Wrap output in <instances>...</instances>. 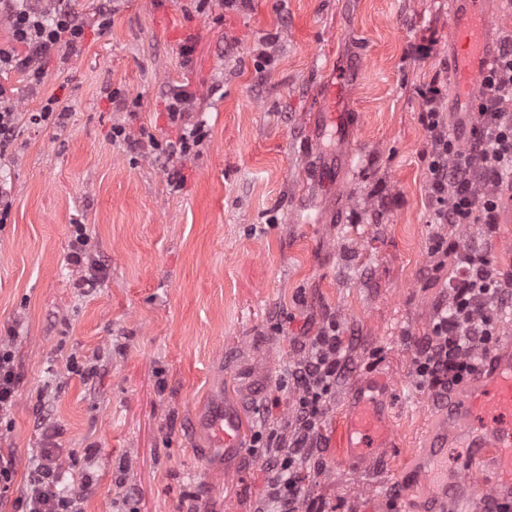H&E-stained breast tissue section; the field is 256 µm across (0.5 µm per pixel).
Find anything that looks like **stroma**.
Returning <instances> with one entry per match:
<instances>
[{
  "label": "stroma",
  "instance_id": "obj_1",
  "mask_svg": "<svg viewBox=\"0 0 512 512\" xmlns=\"http://www.w3.org/2000/svg\"><path fill=\"white\" fill-rule=\"evenodd\" d=\"M109 3L112 23L98 14ZM85 22L77 54L55 53L40 87L0 75L21 113L54 96L64 126L21 122L0 159L12 202L0 223V334L20 383L0 417L10 495L28 483L50 421L78 512H273L266 450L298 390L289 368L335 326L346 368L321 418L301 494L311 512H426L409 455L448 400L418 384L416 351L448 299L435 238L486 253L512 279V224H438L428 198L431 141L422 89L451 109V0H70ZM192 47L183 55V47ZM429 47L421 55L419 47ZM350 67L339 108L353 139L318 140L320 89ZM187 87L207 136L174 187L145 152L112 139L173 141L167 95ZM139 98L129 114L109 94ZM333 166L337 184L318 185ZM84 225L101 268L82 288L69 262ZM95 367L85 379L69 360ZM389 383L395 456L368 472L344 463L349 400ZM240 422L234 475L206 418L214 401Z\"/></svg>",
  "mask_w": 512,
  "mask_h": 512
}]
</instances>
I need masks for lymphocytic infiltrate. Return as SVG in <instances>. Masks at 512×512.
<instances>
[{"instance_id":"lymphocytic-infiltrate-1","label":"lymphocytic infiltrate","mask_w":512,"mask_h":512,"mask_svg":"<svg viewBox=\"0 0 512 512\" xmlns=\"http://www.w3.org/2000/svg\"><path fill=\"white\" fill-rule=\"evenodd\" d=\"M0 19L8 24L11 37L10 47H0V73H21L34 87L41 85L46 61L59 44L73 50L85 38V24L69 0H0ZM482 84L477 120L469 129V148L464 152L433 106L438 86L430 85L422 93L430 104L423 122L431 140L429 185L439 224L497 223L499 199L489 188L512 177L511 45H501ZM190 101L183 88L172 90L167 110L180 131L177 140L142 141L122 125L113 126L112 138L135 149H150L159 160L187 158L206 137L203 124L186 121ZM511 288L506 281L486 284L479 274L456 281L448 305L437 309L430 333L413 360L420 385L441 395L469 377L495 336L486 305L495 294ZM344 367L343 340L331 326L314 337L308 357L290 372L301 392L292 432L273 429L266 437L271 449L268 499L278 512H297L308 478L303 462L318 446L323 406ZM76 501V495L61 486L54 449L45 448L30 470L25 492L13 500L12 512H74Z\"/></svg>"}]
</instances>
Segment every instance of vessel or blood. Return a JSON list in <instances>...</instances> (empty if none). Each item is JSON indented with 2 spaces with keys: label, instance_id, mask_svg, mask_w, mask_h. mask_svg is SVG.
<instances>
[{
  "label": "vessel or blood",
  "instance_id": "b4317fda",
  "mask_svg": "<svg viewBox=\"0 0 512 512\" xmlns=\"http://www.w3.org/2000/svg\"><path fill=\"white\" fill-rule=\"evenodd\" d=\"M493 17L488 0H461L454 11L450 38L454 47L453 94L458 111H472L482 90V78L493 57L488 37ZM385 377L366 382L350 406L349 465L377 469L393 446L394 428L384 404ZM467 392L448 416V427L432 437L427 489L457 503L464 498L481 503L483 512L512 498V341L503 340L487 353L484 365L470 376ZM238 418L231 409L210 419L215 447L225 457L237 453ZM463 448L466 458L448 464V448Z\"/></svg>",
  "mask_w": 512,
  "mask_h": 512
}]
</instances>
